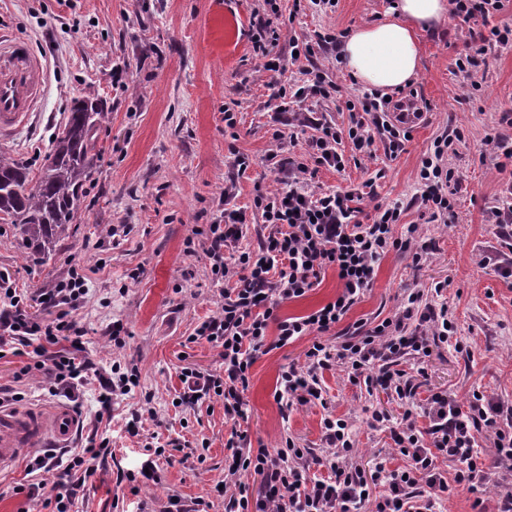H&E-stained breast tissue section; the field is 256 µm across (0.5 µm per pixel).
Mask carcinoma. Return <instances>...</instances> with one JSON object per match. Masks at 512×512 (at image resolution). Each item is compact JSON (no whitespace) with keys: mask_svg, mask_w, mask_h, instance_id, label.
Returning <instances> with one entry per match:
<instances>
[{"mask_svg":"<svg viewBox=\"0 0 512 512\" xmlns=\"http://www.w3.org/2000/svg\"><path fill=\"white\" fill-rule=\"evenodd\" d=\"M107 119L96 98L75 100L35 185L24 162L0 153V215L44 257L78 222V201L95 167L91 133Z\"/></svg>","mask_w":512,"mask_h":512,"instance_id":"carcinoma-1","label":"carcinoma"}]
</instances>
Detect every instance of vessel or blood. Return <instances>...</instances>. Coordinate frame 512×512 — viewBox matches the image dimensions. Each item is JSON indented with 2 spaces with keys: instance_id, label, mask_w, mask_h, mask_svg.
Instances as JSON below:
<instances>
[{
  "instance_id": "obj_1",
  "label": "vessel or blood",
  "mask_w": 512,
  "mask_h": 512,
  "mask_svg": "<svg viewBox=\"0 0 512 512\" xmlns=\"http://www.w3.org/2000/svg\"><path fill=\"white\" fill-rule=\"evenodd\" d=\"M45 85V72L30 45L0 36V134L15 130L34 110ZM77 427L67 406L28 411L0 408V468L18 460L20 452L42 443L64 448Z\"/></svg>"
}]
</instances>
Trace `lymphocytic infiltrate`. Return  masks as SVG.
Segmentation results:
<instances>
[{
    "label": "lymphocytic infiltrate",
    "instance_id": "obj_1",
    "mask_svg": "<svg viewBox=\"0 0 512 512\" xmlns=\"http://www.w3.org/2000/svg\"><path fill=\"white\" fill-rule=\"evenodd\" d=\"M288 42L292 50L313 61L300 84L277 82L276 112L285 114L286 128L312 129L308 158L288 148L285 130L273 134L268 157L274 162L278 189L257 192L254 206L260 211L263 230L256 246L240 247L247 222L243 210L227 208L209 224L201 239L187 237V253L203 250L215 283L223 284L222 301L215 315L195 330L221 350L222 373L183 368L180 405L218 398L224 419L232 429L224 441V512H440L439 504L451 486L479 492L489 483L504 485L497 512H512V402L473 392L468 404H460L447 391L430 393L416 402L418 375L430 348L447 343L455 329L449 324L447 304L433 305L423 289L406 290L392 313L381 319H360L345 324L348 313L372 287L380 261L390 252L408 256L415 267L429 259V247L417 230L396 238L393 227L402 220L396 204L378 203L372 212L361 206L357 189L316 191L312 180L317 168L343 171L345 158L339 146L349 140L362 157H372L376 144H383L389 158L404 152L411 135L388 118L399 103L361 93L345 102L350 122L347 129L312 117L303 103L310 98H328L339 85L318 58L338 47L341 40L331 33L312 39L290 36L282 39L280 28L264 25L253 51L264 71L278 73L285 64L276 49ZM511 48L512 26H492L477 31L455 65L471 72L485 62L489 48ZM464 139L462 131L437 137L423 153L418 168L420 199L429 222H447L453 213L448 189L454 172L448 154ZM335 270L341 288L335 299L311 313L281 318L277 307L305 296L319 286L328 270ZM85 277L71 272L43 293L27 296L13 288L0 289V347L18 345L31 351L25 373L49 374L56 385L74 389L91 381L103 391L102 412L127 394L137 368L105 371L83 356V331L70 312L87 298ZM40 303L45 317L31 315L28 302ZM312 342L303 366L282 371L275 399L279 405H326L323 375L333 369L346 372L353 384L380 389L396 397L404 411L399 418L372 411L371 427H386L393 449L406 460L404 467L390 469L385 462L365 469L362 454L346 419L326 413L323 440L326 453L310 456L285 439L281 447H252L246 432L238 430L246 417L244 393L250 369L258 354L284 347L303 337ZM418 363L415 373L401 367L405 359ZM426 426H419V419ZM495 450L493 463H485L478 438ZM112 450L107 443L88 446L71 455L67 470H79L72 486L54 497V512H71L79 489L97 467L108 464ZM325 468L324 478H309L311 466ZM245 472L261 478L260 493L242 482Z\"/></svg>",
    "mask_w": 512,
    "mask_h": 512
}]
</instances>
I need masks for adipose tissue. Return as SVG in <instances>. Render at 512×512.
<instances>
[{
    "label": "adipose tissue",
    "mask_w": 512,
    "mask_h": 512,
    "mask_svg": "<svg viewBox=\"0 0 512 512\" xmlns=\"http://www.w3.org/2000/svg\"><path fill=\"white\" fill-rule=\"evenodd\" d=\"M448 8L447 0H395L389 19L345 38L344 67L358 84L387 91L403 87L420 69L419 33L443 25Z\"/></svg>",
    "instance_id": "1"
}]
</instances>
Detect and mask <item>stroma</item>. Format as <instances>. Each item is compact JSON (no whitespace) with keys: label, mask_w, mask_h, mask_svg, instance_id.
<instances>
[{"label":"stroma","mask_w":512,"mask_h":512,"mask_svg":"<svg viewBox=\"0 0 512 512\" xmlns=\"http://www.w3.org/2000/svg\"><path fill=\"white\" fill-rule=\"evenodd\" d=\"M283 35L310 37L338 33L382 19L391 0H338L335 9L294 13L293 0H277ZM269 17L263 0H0V35L23 38L42 61L46 85L28 121L5 137L0 152L22 160L31 181H38L53 136L62 130L75 98L91 94L108 114L96 131L97 171L79 201V224L56 241L48 259L27 249L11 225L0 223V273L13 287L35 293L67 277L85 275L90 293L72 317L85 332L86 354L99 366H136L139 384L115 400L112 418H98L100 389L88 384L74 393L52 394L44 377L24 374L28 355L0 358V396L21 394V409L70 407L78 416L74 447L108 441L117 463L86 480L73 512H166L171 496L202 501L207 512H224L216 486L224 479V405L216 399L194 407L172 401L183 390L182 368L221 372L219 348L192 341L195 328L218 309L220 288L208 276L203 252L187 255L185 240L193 228L212 223L224 207V180L236 179L233 203L247 214L242 245L255 244L262 222L253 204L256 186L273 190L275 175L266 158L277 129L270 76L255 65L253 39ZM470 24L447 22L420 36L421 67L412 87L426 115L411 129L397 159L377 149L371 160L356 161L345 149V169L320 168L316 190H348L373 181L374 203L403 206L394 235L406 237L414 224L433 251L422 267L392 252L380 263L362 301L347 323L388 315L405 289H430L447 283L449 313L466 346H440L429 359L420 397L445 390L467 404L473 391L512 401V277L505 279L482 260L501 247L492 207L501 205L512 173L498 169L499 158L485 145L488 135L506 131L501 116L512 109V48L488 51L474 76L459 72L455 59L470 36ZM341 95L310 99L306 105L337 127L348 124L341 112L344 96L356 85L334 58ZM235 128H227L225 112ZM462 130L464 142L449 154L455 172L451 185L454 217L445 224L426 223L417 185L422 154L444 132ZM250 166L238 174L237 155ZM195 277L185 282L183 272ZM340 282L328 271L304 297L282 303L279 317L306 315L335 299ZM124 326L125 344L113 346L105 334L112 322ZM310 344L302 338L258 355L244 393L251 443L275 448L285 438L312 454L323 455L325 411L348 419L365 463L381 453L388 467L402 466L391 453L388 431L370 427L371 411L400 416L397 400L381 390L350 384L344 372H325L328 408L295 406L282 411L274 399L283 369L301 365ZM150 405L157 420L145 421L142 436L126 433L131 409ZM156 436L166 450L158 462L159 479L132 489L117 483L116 470H139L143 437ZM29 457L0 473V512H51L43 498L28 497L35 477ZM500 490L485 486L474 494L458 488L442 499L444 512H496Z\"/></svg>","instance_id":"1"}]
</instances>
